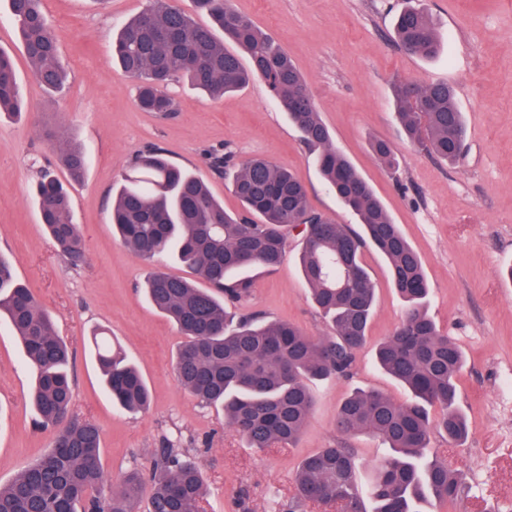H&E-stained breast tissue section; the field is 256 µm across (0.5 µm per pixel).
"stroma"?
I'll list each match as a JSON object with an SVG mask.
<instances>
[{
	"instance_id": "1",
	"label": "stroma",
	"mask_w": 512,
	"mask_h": 512,
	"mask_svg": "<svg viewBox=\"0 0 512 512\" xmlns=\"http://www.w3.org/2000/svg\"><path fill=\"white\" fill-rule=\"evenodd\" d=\"M291 54L335 147L373 186L419 253L431 288L428 313L465 353L457 405L468 426L458 446L432 433L426 457H439L462 472L468 497L436 512H512V0H424L445 38L442 53L425 60L395 42V18L404 0H231ZM146 0H42L58 35L68 73L63 93L37 83L24 48L0 0V49L14 62L28 106L21 116H0V255L33 291L55 330L73 353L72 412L96 422L101 462L109 485L131 469L151 476L164 439L178 442L198 462L207 483L205 512H273L294 494L300 461L343 440L360 463L358 482L390 450L376 437H340L336 412L354 387L377 389L405 402L407 389L374 364L376 345L404 316L385 258L365 249L363 262L376 287L367 342L353 374L312 384L315 406L296 446L258 449L225 424L224 412L205 407L178 382L173 360L183 338L145 300L140 287L151 263L112 234V187L135 156L156 146L168 159L201 177L224 209L241 205L230 182L211 166L213 154L232 153L235 164L255 156L296 171L314 210L339 224H355L323 183L299 132L288 123L265 83L257 80L218 101L186 82L173 81L168 115L141 110L137 82L112 63V34L140 12ZM404 82H446L456 89L468 137L455 164L419 152L405 138L394 110L395 88ZM388 141L397 161L388 168L370 143ZM78 144L89 164L71 178L63 141ZM65 182L70 218L78 224L85 258L72 266L45 234L31 184L38 169ZM297 237L274 270L253 269L247 309L297 325L308 335L328 329L308 300L296 261ZM106 329L146 379L149 410L116 409L101 385L93 328ZM32 372L6 320H0V484L47 454L52 429L36 425L29 404Z\"/></svg>"
}]
</instances>
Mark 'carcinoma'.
<instances>
[{
  "label": "carcinoma",
  "mask_w": 512,
  "mask_h": 512,
  "mask_svg": "<svg viewBox=\"0 0 512 512\" xmlns=\"http://www.w3.org/2000/svg\"><path fill=\"white\" fill-rule=\"evenodd\" d=\"M194 2L211 25L200 26L182 10H170L167 0H148L113 39L120 71L138 81L140 108L159 114L174 111L162 87L176 77L187 78L213 99L261 79L314 155L325 184L356 217L357 227L313 210L301 178L264 157L232 172V190L245 209L244 215L232 216L199 176L172 164L162 150L137 155L113 196L112 229L136 256L150 260L168 254L207 283L203 288L164 272L150 274L145 282L149 304L185 337L175 357L178 381L201 405L222 406L226 423L247 447L295 442L314 406L308 382L349 377L367 340L375 285L362 252L372 246L384 256L393 288L405 305L402 323L378 345L376 363L412 398L396 403L382 391L354 389L337 409L338 433L378 436L391 454L364 494L353 450L342 441L319 449L296 470L297 495L288 502V512H301L310 502H336L351 512H427L428 505L461 500L467 493L462 474L442 459L424 456L431 430L460 445L468 437V426L457 407V380L465 357L427 315L429 287L420 256L371 185L333 146L314 106H298L310 92L291 55L232 8L230 0ZM8 7L33 75L46 90L62 92L66 74L58 40L40 0H8ZM395 34L411 55L432 58L440 51V36L421 7L411 5L400 12ZM226 40L247 55L248 63L224 46ZM395 98L399 123L413 146L454 162L467 125L453 87L420 84L413 94L400 85ZM24 111L12 59L0 49V114ZM371 148L388 167L396 166L386 141L376 139ZM62 154L71 176H82L88 165L85 152L67 142ZM33 198L59 252L74 265L82 261L83 243L78 225L69 219L65 185L41 168ZM300 225V274L329 332L314 338L259 313L233 318L224 301H246L252 282L245 272L277 267L288 235ZM2 314L35 372L32 407L42 425L58 432L49 454L0 485V512H133L141 485L138 472L130 473L117 490L108 486L99 429L71 412L68 347L32 291L15 276L13 264L0 258ZM94 348L112 403L127 411L146 409L150 392L136 366L104 337L94 339ZM153 473L148 512H203L204 477L188 454L166 443L156 449Z\"/></svg>",
  "instance_id": "1"
}]
</instances>
